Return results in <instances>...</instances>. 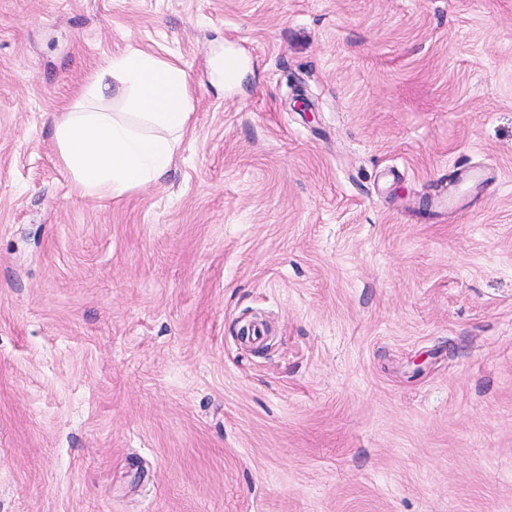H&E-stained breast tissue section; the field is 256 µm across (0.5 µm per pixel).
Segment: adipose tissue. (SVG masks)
I'll return each instance as SVG.
<instances>
[{"label": "adipose tissue", "instance_id": "1", "mask_svg": "<svg viewBox=\"0 0 512 512\" xmlns=\"http://www.w3.org/2000/svg\"><path fill=\"white\" fill-rule=\"evenodd\" d=\"M96 100L119 94L127 111L117 115L76 105L55 122L60 156L87 194L118 197L161 182L190 117L185 72L144 51L101 64L89 82Z\"/></svg>", "mask_w": 512, "mask_h": 512}]
</instances>
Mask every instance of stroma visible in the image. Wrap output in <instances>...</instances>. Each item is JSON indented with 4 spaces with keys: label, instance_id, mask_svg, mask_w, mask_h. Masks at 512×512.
Returning a JSON list of instances; mask_svg holds the SVG:
<instances>
[{
    "label": "stroma",
    "instance_id": "obj_1",
    "mask_svg": "<svg viewBox=\"0 0 512 512\" xmlns=\"http://www.w3.org/2000/svg\"><path fill=\"white\" fill-rule=\"evenodd\" d=\"M131 50L188 129L90 197ZM0 512H512V0H0ZM112 80L130 112L90 111L81 103L55 122L60 156L75 183L84 193L104 197L161 182L191 113L185 72L147 52L123 53L101 64L88 94L98 101L112 96Z\"/></svg>",
    "mask_w": 512,
    "mask_h": 512
}]
</instances>
